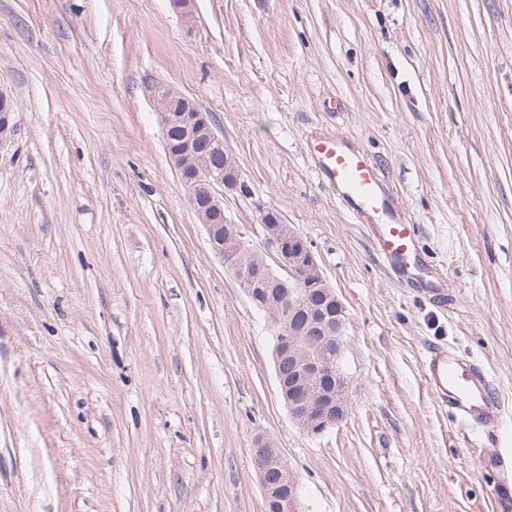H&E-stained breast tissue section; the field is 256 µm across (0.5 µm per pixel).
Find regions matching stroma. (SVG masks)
Returning <instances> with one entry per match:
<instances>
[{"label": "stroma", "instance_id": "1", "mask_svg": "<svg viewBox=\"0 0 512 512\" xmlns=\"http://www.w3.org/2000/svg\"><path fill=\"white\" fill-rule=\"evenodd\" d=\"M0 0V512H264L271 440L300 512H494L512 453V0ZM210 113L260 211L311 246L347 314L349 413L280 398L272 331L210 250L156 98ZM365 149L442 300L401 286L322 184L312 139ZM479 362L499 429L461 430L433 347ZM252 448V463L263 490L265 511L299 512V481L283 460L278 449L265 437H258ZM279 460L277 477L270 474L272 461ZM494 472L493 496L495 497V510L509 512L512 509V456L505 459L497 458Z\"/></svg>", "mask_w": 512, "mask_h": 512}]
</instances>
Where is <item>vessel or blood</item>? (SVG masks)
<instances>
[{
	"instance_id": "b4317fda",
	"label": "vessel or blood",
	"mask_w": 512,
	"mask_h": 512,
	"mask_svg": "<svg viewBox=\"0 0 512 512\" xmlns=\"http://www.w3.org/2000/svg\"><path fill=\"white\" fill-rule=\"evenodd\" d=\"M309 155L320 181L335 191L358 222L368 225L393 276L407 282L412 274L410 260L423 249L412 225L390 203L369 155L338 137L314 140ZM425 372L431 391L458 425L492 428L499 424L504 406L478 363L437 347L426 360ZM493 472L496 512H512V457L497 458Z\"/></svg>"
}]
</instances>
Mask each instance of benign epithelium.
I'll return each instance as SVG.
<instances>
[{"label":"benign epithelium","instance_id":"benign-epithelium-1","mask_svg":"<svg viewBox=\"0 0 512 512\" xmlns=\"http://www.w3.org/2000/svg\"><path fill=\"white\" fill-rule=\"evenodd\" d=\"M163 129L182 124V145L170 152L181 182L199 221L206 228L212 252L237 280H262L279 289L277 297L263 302L252 291L249 297L264 311L273 329L272 357L280 397L291 421L304 433L316 436L341 423L348 409V382L341 370L345 350L346 312L333 288L327 283L311 247L291 226L269 223L270 212L261 213V227L268 250L280 264L293 272V280L284 283L274 277L263 258L243 261L245 236L236 224L224 227L214 216L224 214L220 186L228 191L249 195L241 181L235 161L224 155V165L215 166L209 155L195 150L197 139L204 137L209 149L224 151V139L215 130L212 116L175 91H163L158 98ZM14 100L0 90V140L11 136ZM293 363L295 374L285 380L280 373L283 359ZM279 459L277 478L270 468ZM252 463L263 490L265 512H299V481L272 442L259 437L252 449Z\"/></svg>","mask_w":512,"mask_h":512}]
</instances>
